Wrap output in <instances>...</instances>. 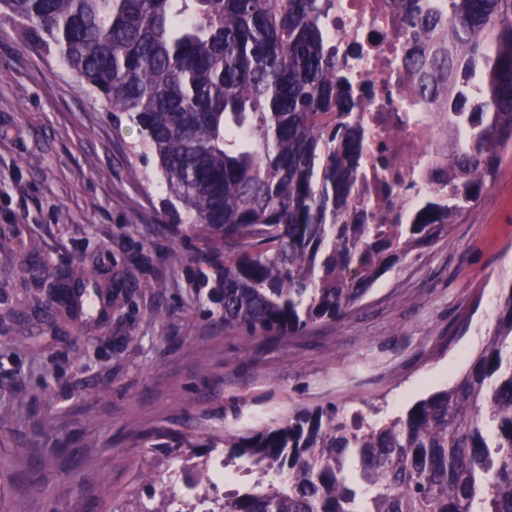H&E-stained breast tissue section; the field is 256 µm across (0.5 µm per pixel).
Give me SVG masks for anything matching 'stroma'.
<instances>
[{"label": "stroma", "mask_w": 512, "mask_h": 512, "mask_svg": "<svg viewBox=\"0 0 512 512\" xmlns=\"http://www.w3.org/2000/svg\"><path fill=\"white\" fill-rule=\"evenodd\" d=\"M58 57L0 14V229L53 264L111 282L142 259L144 288L102 324L50 318L21 257L0 247V512H128L183 448L151 435L221 434L333 404L395 414L454 383L512 281V150L447 240L384 274L345 319L242 342L209 309L189 254L162 232L154 162Z\"/></svg>", "instance_id": "obj_1"}]
</instances>
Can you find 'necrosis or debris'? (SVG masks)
<instances>
[{
  "label": "necrosis or debris",
  "mask_w": 512,
  "mask_h": 512,
  "mask_svg": "<svg viewBox=\"0 0 512 512\" xmlns=\"http://www.w3.org/2000/svg\"><path fill=\"white\" fill-rule=\"evenodd\" d=\"M401 0H334L329 28L346 75L368 92L355 116L365 128L358 205L373 224H406L426 193L437 127L426 104L407 94L413 45Z\"/></svg>",
  "instance_id": "necrosis-or-debris-1"
}]
</instances>
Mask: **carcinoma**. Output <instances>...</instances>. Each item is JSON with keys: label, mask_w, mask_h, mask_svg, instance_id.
Listing matches in <instances>:
<instances>
[{"label": "carcinoma", "mask_w": 512, "mask_h": 512, "mask_svg": "<svg viewBox=\"0 0 512 512\" xmlns=\"http://www.w3.org/2000/svg\"><path fill=\"white\" fill-rule=\"evenodd\" d=\"M411 20L406 92L436 114L429 197L410 224H368L352 204L364 132L326 20L331 0H0L156 163L164 220L216 275L224 328L248 341L299 336L355 310L374 283L448 238L512 146V0H447ZM60 316L109 318L149 283L27 265ZM298 406L193 449L172 477H145L136 512H512V281L459 379L375 419ZM197 448L254 479L219 499Z\"/></svg>", "instance_id": "cac0c4a2"}]
</instances>
